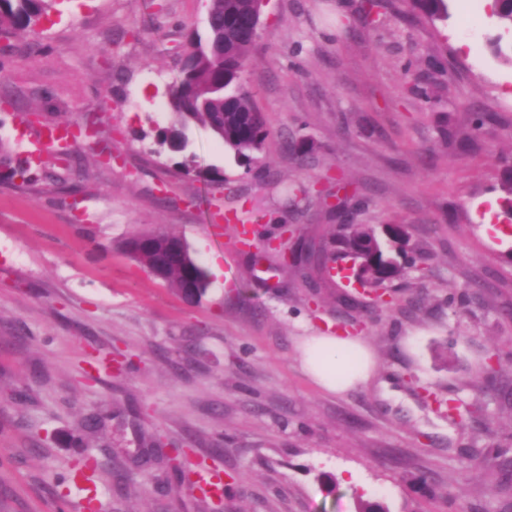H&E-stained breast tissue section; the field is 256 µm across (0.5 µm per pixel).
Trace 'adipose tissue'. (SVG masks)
Masks as SVG:
<instances>
[{
  "label": "adipose tissue",
  "mask_w": 512,
  "mask_h": 512,
  "mask_svg": "<svg viewBox=\"0 0 512 512\" xmlns=\"http://www.w3.org/2000/svg\"><path fill=\"white\" fill-rule=\"evenodd\" d=\"M302 366L320 388L335 395L367 385L374 376L366 342L359 336L308 337L302 345Z\"/></svg>",
  "instance_id": "adipose-tissue-1"
}]
</instances>
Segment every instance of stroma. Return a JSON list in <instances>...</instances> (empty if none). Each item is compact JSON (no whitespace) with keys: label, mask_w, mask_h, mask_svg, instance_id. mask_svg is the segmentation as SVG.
<instances>
[{"label":"stroma","mask_w":512,"mask_h":512,"mask_svg":"<svg viewBox=\"0 0 512 512\" xmlns=\"http://www.w3.org/2000/svg\"><path fill=\"white\" fill-rule=\"evenodd\" d=\"M366 3L263 6L245 73L269 131L258 175L197 124L196 172L156 145L204 0H53L26 34L0 33V142L33 177L0 167V512H214L166 463L135 464L148 441L213 466L224 512H355L361 498L512 512V67L488 48L486 0H452L445 22L382 0L370 24ZM466 3L479 20L467 40ZM90 115L68 164L41 150L44 126ZM219 207L274 237L297 225L325 257L337 225L402 224L422 257L381 305L326 269L244 253L234 225L215 228ZM156 230L220 263L200 303L122 251ZM345 315L376 381L334 395L302 369L300 343ZM102 354L122 372L95 369ZM436 395L471 418H448ZM89 417L98 433L83 434ZM82 457L96 462L92 503Z\"/></svg>","instance_id":"obj_1"}]
</instances>
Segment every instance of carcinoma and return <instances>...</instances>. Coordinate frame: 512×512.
Masks as SVG:
<instances>
[{"mask_svg": "<svg viewBox=\"0 0 512 512\" xmlns=\"http://www.w3.org/2000/svg\"><path fill=\"white\" fill-rule=\"evenodd\" d=\"M53 0H0V31L11 34L24 32L36 25L47 13ZM411 14L430 20L446 21L448 0H408ZM252 7L250 0H210V18L204 34L194 32L189 39L186 57L175 81L170 98V126L158 133V142L168 137H186L192 124L208 128L225 149L234 153L239 162L253 168L258 153L268 136L262 113L253 105L250 94L234 79L237 70L253 64L255 45L238 26L224 23L230 16H245ZM375 228L367 224H341L336 231L334 260L347 262L360 243L372 236ZM383 255L391 269L390 278L368 268L354 274L363 288L377 289L405 275L415 263L410 239L401 246L383 244ZM193 276L201 292L208 287L207 273L197 260L185 265L175 261L167 268L163 282L180 290L187 276Z\"/></svg>", "mask_w": 512, "mask_h": 512, "instance_id": "1", "label": "carcinoma"}]
</instances>
